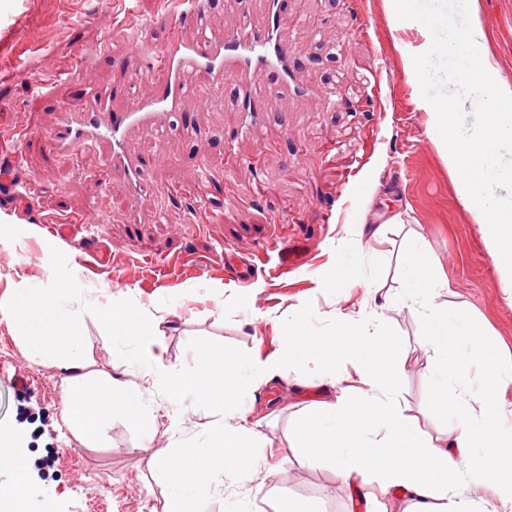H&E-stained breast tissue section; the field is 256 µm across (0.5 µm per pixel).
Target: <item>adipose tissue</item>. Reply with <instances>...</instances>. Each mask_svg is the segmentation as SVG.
I'll list each match as a JSON object with an SVG mask.
<instances>
[{
	"label": "adipose tissue",
	"mask_w": 512,
	"mask_h": 512,
	"mask_svg": "<svg viewBox=\"0 0 512 512\" xmlns=\"http://www.w3.org/2000/svg\"><path fill=\"white\" fill-rule=\"evenodd\" d=\"M415 261L401 278L410 300L416 302L427 323L425 344L433 353L432 377L444 393L443 407L450 422L438 437L417 434L394 399V367L378 368L376 343L363 315L336 312L333 328L354 336L356 371L364 385L359 403L340 399L323 402L306 417L303 428L321 441V464L367 491V499L396 491L409 501L403 512H474L470 495L483 493L489 512H512V465H492V458L512 453V432L500 431L512 417V403L503 394L512 386V362L496 358L480 342L481 325L467 313L441 307L436 295L445 283L433 274H420L419 264H431L425 243H415ZM82 291L74 276L33 287L27 276L10 281L0 296V323L20 336L30 357L79 374L78 384L67 387L70 416L80 426L96 427L114 410L134 413L157 434V416L142 396L120 383H101L85 376L81 340L77 331L81 309L73 298ZM112 333L134 345L136 351L120 361L128 371L151 375L182 403L169 414L166 434L180 431L185 412L207 411L211 403L236 417L235 426L221 439L201 433L192 455L172 448L156 449L152 461L166 473L173 489L170 512H197L183 492L184 476L198 461L232 478L242 468L243 455H251L255 468L274 472L279 449L267 447L255 424L247 420V389L265 370H292L307 352L323 353L322 378L336 380L333 340L310 322L289 319L288 348L277 358L259 363L225 365L223 357L186 369L165 367L157 352L161 345V317L133 312L126 303L110 301ZM344 445H335V437Z\"/></svg>",
	"instance_id": "1"
}]
</instances>
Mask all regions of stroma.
<instances>
[{"label": "stroma", "mask_w": 512, "mask_h": 512, "mask_svg": "<svg viewBox=\"0 0 512 512\" xmlns=\"http://www.w3.org/2000/svg\"><path fill=\"white\" fill-rule=\"evenodd\" d=\"M284 2L282 34L300 62L296 80L319 83L336 106L269 92L262 125L231 143L225 131L236 121L233 88L220 105L186 101L173 122L188 124L190 133L160 142L143 131L130 139V153L150 160L146 184L164 214L162 223L133 225L124 176L103 172L101 150L56 159L45 134L59 112L83 109L79 88L119 83L137 67L132 50L159 47L171 25L186 38L192 27L180 24L173 0H0V142L15 143L30 182L29 204L0 192V223L36 228L20 244H0V293L19 272L42 281L65 277L73 246L45 237L38 223L80 214L107 246L111 264H86L82 276L91 286L76 306L97 302V282L117 273L118 289L133 306L164 315L165 366L193 365L201 351L230 364L265 360L286 349L285 323L293 313L327 333L332 312L365 304L366 283L399 288L409 244L421 239L430 246L435 275L451 285L439 302L471 312L488 331L487 345L512 357V283L502 279L459 197L433 141L434 121L421 107L419 83L404 70L403 59L416 53L421 36L413 29L395 33L393 0ZM480 6L500 75L512 82V0H480ZM363 14L372 25L359 32L355 20ZM32 75L50 79V86L32 91ZM375 93L380 111H364ZM22 129L28 136L20 142ZM206 161L225 176L196 178ZM260 181L268 186L262 195ZM396 214L400 223H391ZM199 220L204 229L196 228ZM377 227L383 235L371 239ZM287 232L306 238L301 266L242 279L225 272V247L261 252ZM359 242L368 252L361 265L351 259ZM372 320L383 358L398 366L396 402L419 434L438 436L448 414L432 382L422 316L400 301ZM80 325L87 373L134 388L154 406L171 400L149 377L122 373L118 363L127 347L109 335L105 315L82 316ZM320 365L319 354L307 355L299 365L301 384L278 377L253 391L256 410L270 416L264 440L285 461L270 477L225 479L203 500V512H224L232 492L247 493L253 512H274L280 497L292 512H365L356 485L304 461V414L341 394L340 386L321 381ZM69 377L32 360L0 324V441L25 459L50 452L55 460L46 473L0 469V483L29 487L12 512H167L168 481L152 466L150 447L186 451L195 447L199 426L217 431L234 423L216 410L190 414L174 437L153 438L141 419L117 411L89 438L74 429L64 408Z\"/></svg>", "instance_id": "35a3bbf8"}]
</instances>
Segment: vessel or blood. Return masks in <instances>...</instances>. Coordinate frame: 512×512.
Segmentation results:
<instances>
[{
    "instance_id": "b4317fda",
    "label": "vessel or blood",
    "mask_w": 512,
    "mask_h": 512,
    "mask_svg": "<svg viewBox=\"0 0 512 512\" xmlns=\"http://www.w3.org/2000/svg\"><path fill=\"white\" fill-rule=\"evenodd\" d=\"M183 21L196 28L193 38H182L179 30H171L168 41L158 48L147 65L157 90L152 97L139 98L132 84L119 85L86 96V106L79 112L60 113L47 137L50 155H76L92 147L103 150L104 169L122 170L129 186V197L136 217L158 222L160 212L144 195L145 159L127 151L130 135L138 129L167 131L172 112L178 111L184 99L197 97L222 100L225 84H233L235 109L239 121L228 136L237 139L249 135L264 112L266 80H273L277 91L292 98H318L322 105L330 99L318 84H300L294 79L296 60L285 42L280 0H264L265 18L257 23L250 15H242L236 28L226 31L223 39L206 34V0H181ZM123 96L126 107L111 106L113 97ZM0 187L14 198L28 196V181L20 170L17 154H9L7 165H0ZM84 217L65 214L47 220L45 227L54 237L77 242L82 256L106 265L110 258L101 242L87 235Z\"/></svg>"
}]
</instances>
